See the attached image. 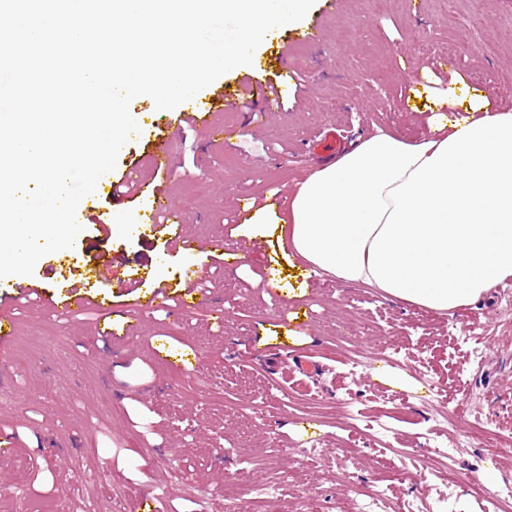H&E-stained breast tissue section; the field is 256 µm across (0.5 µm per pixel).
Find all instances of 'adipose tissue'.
I'll return each mask as SVG.
<instances>
[{"instance_id":"ef3b65f1","label":"adipose tissue","mask_w":512,"mask_h":512,"mask_svg":"<svg viewBox=\"0 0 512 512\" xmlns=\"http://www.w3.org/2000/svg\"><path fill=\"white\" fill-rule=\"evenodd\" d=\"M428 95L429 138L372 135L298 181L286 218L268 201L246 223L286 221L314 269L439 314L489 295L512 277V112Z\"/></svg>"}]
</instances>
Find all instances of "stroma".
Listing matches in <instances>:
<instances>
[{"instance_id":"35a3bbf8","label":"stroma","mask_w":512,"mask_h":512,"mask_svg":"<svg viewBox=\"0 0 512 512\" xmlns=\"http://www.w3.org/2000/svg\"><path fill=\"white\" fill-rule=\"evenodd\" d=\"M311 24L320 45L299 39ZM417 66L426 78L413 87ZM291 71L297 81L280 111L213 114L232 132L226 141L177 127L173 110L131 101L139 131L114 172L136 163L143 183L169 194L181 227L141 231L140 200L116 207L98 190L79 207L100 224L37 262L32 280L52 293L56 261L76 259L87 274L104 251L127 266L101 284L112 297L113 342L88 345L99 315L16 306V334L0 356L9 373L0 431L18 447L0 456V512H133L141 493L155 512H202L244 470L253 482L234 503L251 510L271 487L288 512H352L379 491L430 512H512V498L499 494L512 482V456L471 437L478 423L512 441V307L502 288L446 315L427 311L314 274L280 225L244 223L237 208L287 193L317 168L304 146L323 131L346 146L380 129L428 138V88L453 85L460 98L482 94L512 110V0H315L303 20L261 42L250 66L220 81L242 91ZM161 133L175 169L165 181L150 158ZM178 231L194 251L173 245ZM242 237L258 251L224 267ZM206 257V300L194 313L136 318L135 298L162 286L182 293L185 270ZM270 257L278 274L266 287L260 269ZM134 318L138 341L125 337ZM378 344L395 358L386 372L413 380L404 399L364 380L357 361H372ZM163 348L192 367L161 363L154 352ZM470 474L481 490L464 484Z\"/></svg>"}]
</instances>
